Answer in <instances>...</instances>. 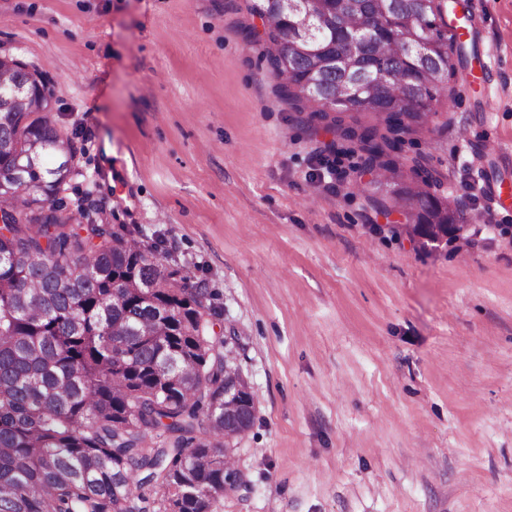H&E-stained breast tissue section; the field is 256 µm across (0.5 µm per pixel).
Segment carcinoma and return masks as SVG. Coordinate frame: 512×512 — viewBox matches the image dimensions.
<instances>
[{
	"instance_id": "carcinoma-1",
	"label": "carcinoma",
	"mask_w": 512,
	"mask_h": 512,
	"mask_svg": "<svg viewBox=\"0 0 512 512\" xmlns=\"http://www.w3.org/2000/svg\"><path fill=\"white\" fill-rule=\"evenodd\" d=\"M278 92L353 145L430 243L462 218L404 147L454 101L473 52L447 0H253ZM52 93L0 63V512H216L239 477L228 437L253 425L233 350L209 336L218 294L124 224L61 197L73 141ZM349 114L344 123L341 114ZM371 116V121L362 118Z\"/></svg>"
}]
</instances>
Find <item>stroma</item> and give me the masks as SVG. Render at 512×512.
Here are the masks:
<instances>
[{"label": "stroma", "mask_w": 512, "mask_h": 512, "mask_svg": "<svg viewBox=\"0 0 512 512\" xmlns=\"http://www.w3.org/2000/svg\"><path fill=\"white\" fill-rule=\"evenodd\" d=\"M251 0H0V54L74 137L66 197L219 294L255 423L218 512H512V0L415 151L464 229L421 248L278 93Z\"/></svg>", "instance_id": "1"}]
</instances>
